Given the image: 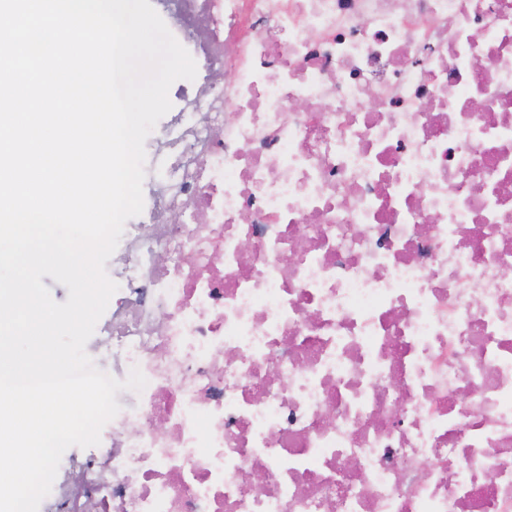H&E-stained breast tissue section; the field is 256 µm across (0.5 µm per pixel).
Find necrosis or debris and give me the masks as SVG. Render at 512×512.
<instances>
[{
    "label": "necrosis or debris",
    "mask_w": 512,
    "mask_h": 512,
    "mask_svg": "<svg viewBox=\"0 0 512 512\" xmlns=\"http://www.w3.org/2000/svg\"><path fill=\"white\" fill-rule=\"evenodd\" d=\"M163 3L92 345L147 384L51 512H512V0Z\"/></svg>",
    "instance_id": "necrosis-or-debris-1"
}]
</instances>
